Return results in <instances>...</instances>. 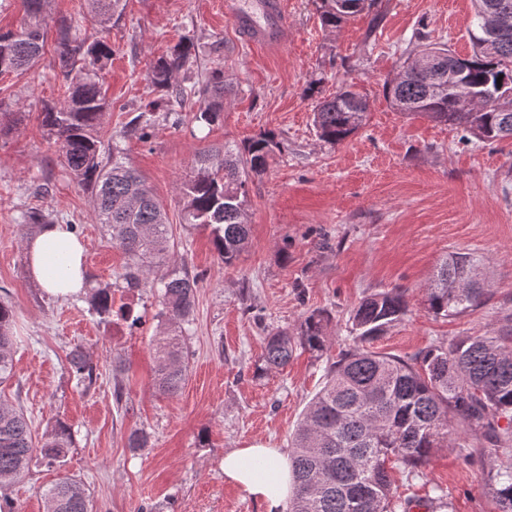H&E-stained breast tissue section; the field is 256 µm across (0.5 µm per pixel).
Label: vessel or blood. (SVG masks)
<instances>
[{"mask_svg":"<svg viewBox=\"0 0 512 512\" xmlns=\"http://www.w3.org/2000/svg\"><path fill=\"white\" fill-rule=\"evenodd\" d=\"M225 7L248 43L282 45L288 25L284 0H226Z\"/></svg>","mask_w":512,"mask_h":512,"instance_id":"b4317fda","label":"vessel or blood"}]
</instances>
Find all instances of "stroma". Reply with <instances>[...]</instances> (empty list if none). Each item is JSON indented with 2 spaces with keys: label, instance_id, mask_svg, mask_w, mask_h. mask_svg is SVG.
I'll use <instances>...</instances> for the list:
<instances>
[{
  "label": "stroma",
  "instance_id": "35a3bbf8",
  "mask_svg": "<svg viewBox=\"0 0 512 512\" xmlns=\"http://www.w3.org/2000/svg\"><path fill=\"white\" fill-rule=\"evenodd\" d=\"M383 20L370 31L362 14L330 30L320 0H287L283 46L249 45L224 11V0H127L111 23L91 18L87 0H48L45 53L22 76H0V299L13 308V375L0 402L23 409L36 434L54 421L71 429L64 468L34 457L7 495L19 512H45L43 491L67 470L90 493L91 512H263L224 478L225 453L257 440L290 453L302 414L325 382L330 361L353 344L348 319L367 296L404 290L409 311L372 345L409 357L467 336L502 334L512 325V140L483 142L460 127L408 118L381 92L424 41L470 57L472 0H382ZM77 21L88 40L104 39L112 59L99 71L110 105L100 129L104 147L119 143L167 212L174 246L170 265L200 274L185 333L190 369L177 395L153 387L154 339L164 326L157 288L119 287L127 262L91 207V189L60 163L59 146L41 122L48 103L64 98L57 68L56 24ZM191 54L176 83L191 86L219 70L232 91L218 121L200 127L193 100L180 125L156 119L147 141L123 131L163 93L147 78L151 63L182 42ZM352 83L369 96L365 123L341 144L319 140L316 99ZM273 133L280 150L248 183L247 249L224 266L209 230L185 224L181 183L208 149L239 146ZM76 227L86 247L90 284L112 289V313H94L91 295L54 299L26 272L23 233L29 215ZM483 256L489 295L453 316L429 313L424 288L448 256ZM312 311L330 317L332 344L319 358L297 349L286 368L259 376L255 367L269 331L297 332ZM81 347L97 374L77 387L67 355ZM125 388V407L113 386ZM149 434L146 448L127 446L131 428ZM492 450L440 449L422 476L393 467L394 499L425 500L440 485L453 512H499L486 463Z\"/></svg>",
  "mask_w": 512,
  "mask_h": 512
}]
</instances>
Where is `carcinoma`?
<instances>
[{"label": "carcinoma", "instance_id": "carcinoma-1", "mask_svg": "<svg viewBox=\"0 0 512 512\" xmlns=\"http://www.w3.org/2000/svg\"><path fill=\"white\" fill-rule=\"evenodd\" d=\"M27 21L16 30H0V75L22 74L39 61L45 46L44 17L33 9L36 0H23ZM101 24L123 10V0H88ZM381 0H321V22L329 29L363 12L379 18ZM474 0L469 37L473 54L461 58L446 45L428 43L423 52L445 54L447 62L462 70L473 93L484 100L480 112L460 106L448 93L432 87L448 73L415 71L412 64L383 84L390 107L409 117L462 127L480 140L512 139V99L502 98L500 84L512 90V0H494L509 20L508 33L490 36L484 30L481 7ZM58 69L68 83L67 95L44 106L42 125L60 145L61 161L93 192V214L109 232L112 244L124 251L129 263L122 275L125 288H140L150 277L161 285L160 317L167 322L156 337L155 388L164 395L177 394L189 373V357L180 329L190 322L198 276L168 265L172 232L162 204L143 177L112 156L103 164L98 130L106 112L96 67L112 56L103 40L86 44L78 26L67 18L57 22ZM191 45L177 46L168 58L158 59L148 71L152 86L168 93L173 102L149 103V111L164 112L177 125L190 97L209 98L194 120L215 123L224 99V74L214 71L188 89L173 83V75L188 58ZM369 112L367 95L350 84L341 86L313 106L319 139L343 143L364 123ZM278 142L269 134L249 140L236 151L203 153L193 175L181 184L185 223L210 230L224 264L231 265L249 244L245 222L250 175L266 170L267 158ZM484 259L467 253L445 260L428 283L424 302L436 316H454L481 306L487 289L481 282ZM100 317L112 313V293L98 288L92 296ZM408 311L404 291L394 288L364 298L350 318L353 346L344 350L328 368L326 381L308 404L291 438L289 462L295 491L289 512H410L412 501L391 499L387 464H398L408 475L422 472L436 448L454 443L449 416L480 435L494 451L512 452V330L504 336L466 337L433 346L404 359L362 347L381 335ZM329 317L311 312L293 336L277 330L265 337L261 374L283 368L297 348L322 356L331 345ZM16 344L13 311L0 300V382L12 376ZM71 377L91 386L93 365L79 347L68 355ZM507 420L501 427L500 419ZM73 437L70 427L58 420L34 448L32 425L23 411L0 403V489L18 480L28 469L34 452L50 464H61ZM499 512H512V466L495 474ZM46 512H89V493L83 482L64 474L44 491Z\"/></svg>", "mask_w": 512, "mask_h": 512}]
</instances>
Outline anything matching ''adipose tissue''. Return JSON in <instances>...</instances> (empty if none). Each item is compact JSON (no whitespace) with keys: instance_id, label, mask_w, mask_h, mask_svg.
I'll return each mask as SVG.
<instances>
[{"instance_id":"ef3b65f1","label":"adipose tissue","mask_w":512,"mask_h":512,"mask_svg":"<svg viewBox=\"0 0 512 512\" xmlns=\"http://www.w3.org/2000/svg\"><path fill=\"white\" fill-rule=\"evenodd\" d=\"M28 272L49 296L83 292L85 247L69 225L44 224L24 244ZM264 461L257 469L255 461ZM226 480L240 486L263 507V512H287L291 496V468L287 455L255 442L228 452L223 461Z\"/></svg>"}]
</instances>
